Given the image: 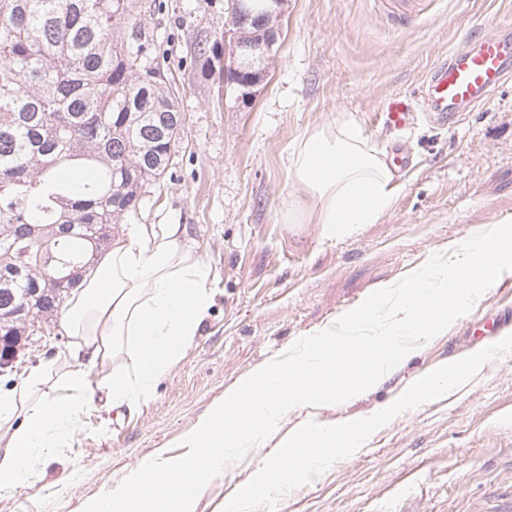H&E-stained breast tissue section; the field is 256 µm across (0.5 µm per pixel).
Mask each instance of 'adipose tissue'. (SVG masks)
Returning <instances> with one entry per match:
<instances>
[{
	"label": "adipose tissue",
	"mask_w": 512,
	"mask_h": 512,
	"mask_svg": "<svg viewBox=\"0 0 512 512\" xmlns=\"http://www.w3.org/2000/svg\"><path fill=\"white\" fill-rule=\"evenodd\" d=\"M300 195L285 205L282 220L316 224L326 240L351 235L389 211L396 179L385 153L351 115L305 129L288 152ZM210 266L189 245L180 225H131L123 238L73 292L63 327L71 340L72 369L51 384L44 367L29 369L18 385H0V493L24 485L33 470L71 447L88 406L101 401L115 411L153 399L159 379L200 334L212 304ZM125 354L132 370L114 367ZM478 351L451 361L449 370L421 376L400 397L412 405L453 389L484 360ZM112 364L102 380L92 368ZM334 426L301 424L281 441L266 464L281 482L313 481L336 452L362 448V436L337 444Z\"/></svg>",
	"instance_id": "ef3b65f1"
}]
</instances>
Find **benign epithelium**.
<instances>
[{
    "mask_svg": "<svg viewBox=\"0 0 512 512\" xmlns=\"http://www.w3.org/2000/svg\"><path fill=\"white\" fill-rule=\"evenodd\" d=\"M284 0H230L228 23L224 27V44L230 54H218L219 68L224 70V81L237 85L239 98L248 103L254 88L267 77L268 61L278 41V20ZM263 13L262 32L250 33L244 24L255 10Z\"/></svg>",
    "mask_w": 512,
    "mask_h": 512,
    "instance_id": "7a95c632",
    "label": "benign epithelium"
}]
</instances>
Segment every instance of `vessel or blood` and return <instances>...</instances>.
I'll use <instances>...</instances> for the list:
<instances>
[{
    "instance_id": "vessel-or-blood-1",
    "label": "vessel or blood",
    "mask_w": 512,
    "mask_h": 512,
    "mask_svg": "<svg viewBox=\"0 0 512 512\" xmlns=\"http://www.w3.org/2000/svg\"><path fill=\"white\" fill-rule=\"evenodd\" d=\"M388 17L404 29L420 0H386ZM512 78V24L483 22L467 31L463 45L449 52L428 74L421 91V111L442 126L456 127L464 113L487 101Z\"/></svg>"
}]
</instances>
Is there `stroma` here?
Listing matches in <instances>:
<instances>
[{"label":"stroma","mask_w":512,"mask_h":512,"mask_svg":"<svg viewBox=\"0 0 512 512\" xmlns=\"http://www.w3.org/2000/svg\"><path fill=\"white\" fill-rule=\"evenodd\" d=\"M139 4L142 25L167 41L165 67L185 126L170 174L146 187L118 231L182 225L212 269L213 306L148 404L119 416L91 407L72 448L0 497V512H82L141 458L183 455L184 433L248 370L432 254L512 221V80L452 129L419 110L433 64L483 19L512 23V0H432L404 30L391 26L381 0H285L268 76L248 105L189 64L197 39L223 33L227 0ZM396 101L414 113L407 128L383 120ZM340 112L352 113L386 152L401 149L409 165L379 223L329 241L318 225L285 224L280 213L300 192L287 166L290 144ZM496 317L501 335L512 338V276L379 385L316 411H289L265 439L266 451L301 422L340 424L369 413L412 378L492 343L484 325ZM18 350L12 383L38 364L57 382L71 368L60 321L37 346L23 341ZM256 467L250 453L210 481L197 512H512V355L457 390L404 407L371 429L359 452L335 456L315 482L275 488V505L249 497Z\"/></svg>","instance_id":"35a3bbf8"}]
</instances>
